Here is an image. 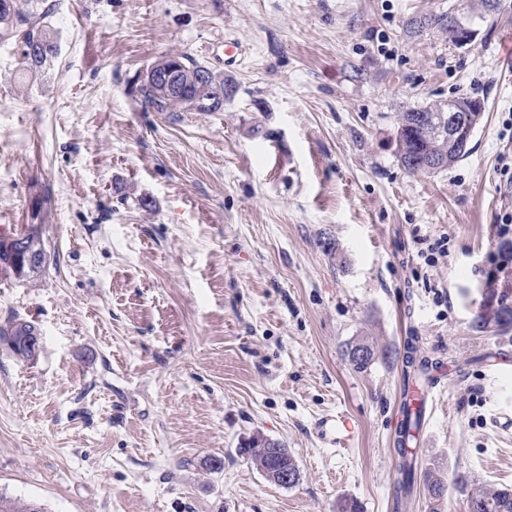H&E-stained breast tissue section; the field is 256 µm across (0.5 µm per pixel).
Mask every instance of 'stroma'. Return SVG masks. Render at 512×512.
<instances>
[{"instance_id":"obj_1","label":"stroma","mask_w":512,"mask_h":512,"mask_svg":"<svg viewBox=\"0 0 512 512\" xmlns=\"http://www.w3.org/2000/svg\"><path fill=\"white\" fill-rule=\"evenodd\" d=\"M42 0L49 79L0 42V235L37 224L47 261L0 271V326L39 330L36 357L0 344V494L47 512H467L448 486L402 496L393 440L406 342L448 377L421 468L512 489V305L489 283L512 208V0ZM449 14L464 44L408 20ZM242 47L224 62V42ZM186 52L231 84L220 112L144 109L136 80ZM481 100L470 152L412 174L399 112ZM447 238L426 263L423 242ZM380 352L356 368L346 347ZM343 411L349 448L315 424ZM282 442L284 488L238 453ZM223 459L219 470L210 458ZM476 326L480 329H510L512 327V305H503L492 314L481 312L476 317Z\"/></svg>"}]
</instances>
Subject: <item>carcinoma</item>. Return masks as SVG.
Listing matches in <instances>:
<instances>
[{
  "mask_svg": "<svg viewBox=\"0 0 512 512\" xmlns=\"http://www.w3.org/2000/svg\"><path fill=\"white\" fill-rule=\"evenodd\" d=\"M427 23L417 26L410 21L408 33L418 35L435 25L448 32V36L459 41L461 35L468 32L452 15H429ZM21 36L22 44L36 43L40 52L35 55L23 53L28 71L36 76L49 75V64L55 53V33L49 26L30 22V14L19 10L16 0H0V39L7 40ZM169 63L186 71L201 70L205 65L199 63L187 53L168 56ZM138 95L143 106L155 112H220L224 109V79L216 75L205 82H194L183 97H162L155 84L139 85ZM463 107L450 112L441 104L408 108L399 113L397 119L396 142L397 158L401 165L411 173H435L430 162L439 161L446 169L458 162L469 152L468 145L472 133L481 119V102L473 97H460ZM18 344L13 352L24 358L29 357L26 342L33 339L34 326L29 321H14ZM476 326L480 329L495 328L507 330L512 327V305H503L491 314L480 313L476 317ZM349 361L358 368L369 365L377 356V349L364 342L347 346ZM406 378L422 383L429 379L427 373L431 366L428 359L417 355V347L408 344L406 355ZM406 426L396 440L395 451L400 458L399 487L405 495L413 493L418 481L426 485L432 501L443 499L448 482L437 472L418 473L416 460L408 458V445L415 438L412 431L421 425V412H411L404 407ZM240 455L250 460L261 472H270L285 465L293 473V483L300 480V470L293 455L285 445L264 436H253L238 448ZM454 483L466 492L468 512H512V489L494 486L469 487L470 481L464 474H456ZM0 512H44V508L35 502L21 503L15 499L0 495Z\"/></svg>",
  "mask_w": 512,
  "mask_h": 512,
  "instance_id": "1",
  "label": "carcinoma"
}]
</instances>
